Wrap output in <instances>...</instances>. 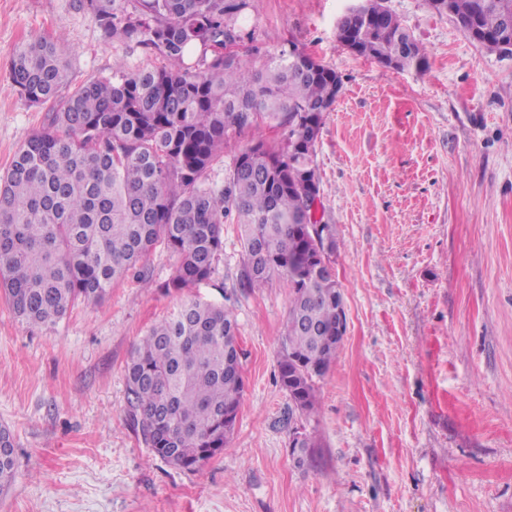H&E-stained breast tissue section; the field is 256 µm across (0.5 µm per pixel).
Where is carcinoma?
<instances>
[{"label": "carcinoma", "instance_id": "carcinoma-1", "mask_svg": "<svg viewBox=\"0 0 512 512\" xmlns=\"http://www.w3.org/2000/svg\"><path fill=\"white\" fill-rule=\"evenodd\" d=\"M105 37L157 53L166 64L69 87L65 39L34 38L17 46L8 77L32 106L51 104L45 124L0 173V291L14 315L52 328L78 300L100 303L112 284L158 244L179 264L165 283L182 292L209 279L224 248V221L239 224L242 284L262 288L274 273L288 278V318L280 345L279 382L308 416L317 383L339 346L324 337L336 325V278L316 267L336 253L314 250L301 223L308 192L288 182L314 166L324 113L343 82L321 63L306 71L297 47L267 54L257 66L227 47L242 39L250 0H79ZM490 51L512 44V0H429ZM363 57L405 70L425 67V49L392 13L369 24L348 17ZM261 124L281 130L233 156L224 184L230 131ZM237 321L224 306L186 298L154 323L127 364V401L137 437L156 456L194 470L224 451L244 392ZM17 471L15 439L0 427V491Z\"/></svg>", "mask_w": 512, "mask_h": 512}]
</instances>
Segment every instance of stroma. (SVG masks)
<instances>
[{
  "mask_svg": "<svg viewBox=\"0 0 512 512\" xmlns=\"http://www.w3.org/2000/svg\"><path fill=\"white\" fill-rule=\"evenodd\" d=\"M359 0H251L248 37L297 46L343 77L317 144L323 223L347 331L310 419L278 382L288 279L240 286V228L224 223L213 276L166 291L176 254L147 276L76 303L53 328L20 322L0 294V427L18 475L0 512H512V51L490 52L427 0H385L424 47L425 70L344 50ZM64 36L69 80L156 68L115 47L76 0H0V172L42 126L8 78L13 49ZM193 296L235 316L245 388L223 453L197 470L166 464L130 423L125 369L146 331ZM316 446L297 467L291 426Z\"/></svg>",
  "mask_w": 512,
  "mask_h": 512,
  "instance_id": "stroma-1",
  "label": "stroma"
}]
</instances>
